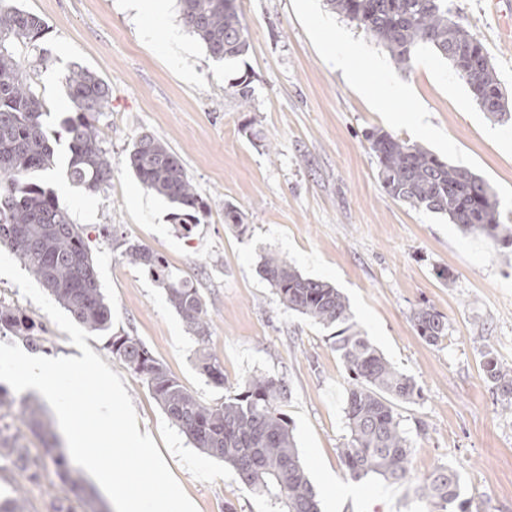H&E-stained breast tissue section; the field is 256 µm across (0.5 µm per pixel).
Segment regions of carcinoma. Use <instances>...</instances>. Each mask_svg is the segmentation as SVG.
<instances>
[{"instance_id":"obj_1","label":"carcinoma","mask_w":512,"mask_h":512,"mask_svg":"<svg viewBox=\"0 0 512 512\" xmlns=\"http://www.w3.org/2000/svg\"><path fill=\"white\" fill-rule=\"evenodd\" d=\"M388 52L401 70L412 67L417 49L428 45L456 66L470 50L483 43L450 7V0H326ZM183 25L204 45L215 61L239 57L248 51L246 27L236 0H179ZM45 27L38 15L13 0H0V246L5 247L76 321L93 332H108L112 312L100 287L94 260L78 225L57 195L31 181V175L55 164V146L45 129L48 108L29 82L22 45L35 51ZM466 85L499 86L494 66L460 74ZM73 115L64 119L68 134L67 178L90 195L106 192L112 184V161L95 124L108 109L112 86L87 68L65 78ZM487 118L512 121V96L502 97ZM378 159V178L384 192L415 209L448 217L465 234L486 238L494 247L512 246V224L501 220L492 187L472 171L450 165L417 142L381 128L365 134ZM128 166L144 188L172 206L171 221L191 232L207 204L189 180L182 160L160 139L137 135L127 154ZM121 257L143 267L164 286L167 300L196 338L198 368L213 384L224 385L219 359L208 350L210 324L199 289L173 275L165 259L152 248L126 242ZM260 276L278 300L324 327H334L332 344L349 375L345 416L350 439L341 449V462L354 481L370 474L400 484L407 480L413 448L395 402L420 396L413 379L394 367L351 322L349 304L333 285L303 276L276 255L265 256ZM414 329L426 343L436 345L446 336L444 317L431 307L412 315ZM0 329L33 346L42 344L41 329L17 309L0 303ZM108 349L139 375L172 424L203 454L231 468L251 492L279 499L285 512H321L317 493L300 460L292 429L280 403L287 395L283 381L254 375L241 391L214 404L188 390L137 336H111ZM482 371L500 395L502 409L512 413V370L487 352ZM43 406L15 399L0 389V461L29 482L40 479L41 462L21 444L15 421L52 432L40 419ZM61 480L49 512H102L97 496L67 457L47 448ZM459 474L439 467L416 487L427 512L463 509ZM0 512H28L20 490L0 497Z\"/></svg>"}]
</instances>
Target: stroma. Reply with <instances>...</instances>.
<instances>
[{
  "instance_id": "obj_1",
  "label": "stroma",
  "mask_w": 512,
  "mask_h": 512,
  "mask_svg": "<svg viewBox=\"0 0 512 512\" xmlns=\"http://www.w3.org/2000/svg\"><path fill=\"white\" fill-rule=\"evenodd\" d=\"M46 27L38 41L47 65L31 70L49 107L45 121L59 156L67 154L63 121L71 104L64 76L80 65L112 86L97 126L112 156V186L89 195L70 184L63 167L36 174L67 205L89 245L112 309L111 333L140 337L155 358L189 390L218 401L252 375L284 380L281 404L322 512H419L414 486L440 466L464 483V512H512V414L481 373L486 352L512 367V247L496 249L463 234L447 217L389 197L365 139L378 127L416 141L440 159L484 178L512 219V123L489 121L466 83L428 47L411 69L324 0H236L249 49L214 61L183 25L177 0L164 18L135 11L131 0H15ZM452 8L487 48L512 94V23L493 0H452ZM342 32L384 69H363L381 84L391 76L408 87L409 110L426 130L396 126L386 115L397 102H372L325 59L324 36ZM248 76L251 104L242 107L230 85ZM164 141L182 160L209 212L190 235L170 219L171 206L128 168L138 134ZM151 197L141 208L142 197ZM237 207L242 227L225 223ZM129 240L161 253L171 271L199 288L210 323L208 347L224 368L215 386L196 366V341L148 271L124 261ZM274 254L304 276L334 285L348 299L352 320L384 356L412 377L421 396L398 404L414 448L409 479L392 485L346 475L340 450L349 439L344 407L348 375L331 329L289 311L258 274ZM448 268V281L435 270ZM0 302L25 311L45 331V357H76L67 332L7 278ZM433 307L448 324L435 345L414 330L411 317ZM110 333V334H111ZM108 336V335H107ZM107 336L88 346L123 378L160 454L197 512H285L278 500L248 491L222 461L193 448L165 416L147 387L112 357ZM21 442L44 459L38 482L23 483L29 512H47L61 484L38 432L22 428Z\"/></svg>"
}]
</instances>
